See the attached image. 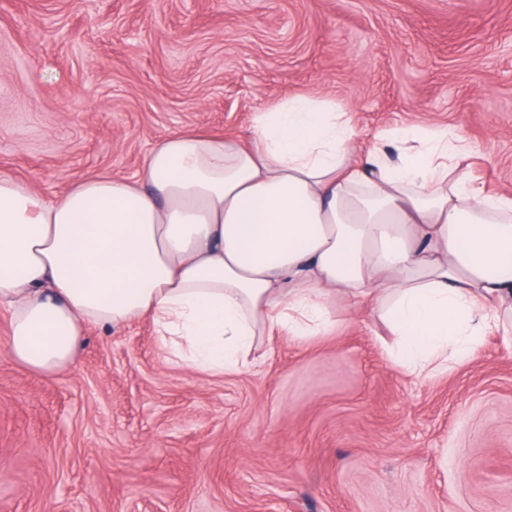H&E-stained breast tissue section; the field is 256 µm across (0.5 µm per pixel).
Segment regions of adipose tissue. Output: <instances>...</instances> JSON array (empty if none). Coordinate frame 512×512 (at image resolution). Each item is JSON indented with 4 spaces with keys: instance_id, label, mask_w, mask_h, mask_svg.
<instances>
[{
    "instance_id": "1",
    "label": "adipose tissue",
    "mask_w": 512,
    "mask_h": 512,
    "mask_svg": "<svg viewBox=\"0 0 512 512\" xmlns=\"http://www.w3.org/2000/svg\"><path fill=\"white\" fill-rule=\"evenodd\" d=\"M350 117L288 96L249 139L175 133L131 177L98 175L49 199L0 175L6 347L38 374L72 365L86 326L151 316L173 357L221 373L266 341L367 309L393 359L432 375L512 325V197L463 164L468 142L401 128L413 150L360 156Z\"/></svg>"
}]
</instances>
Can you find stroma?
<instances>
[{
    "label": "stroma",
    "instance_id": "1",
    "mask_svg": "<svg viewBox=\"0 0 512 512\" xmlns=\"http://www.w3.org/2000/svg\"><path fill=\"white\" fill-rule=\"evenodd\" d=\"M467 138L512 194V0H0V174L47 198L174 132L251 133L289 95ZM371 311L224 375L151 318L38 375L0 345V512H512V347L426 378Z\"/></svg>",
    "mask_w": 512,
    "mask_h": 512
}]
</instances>
